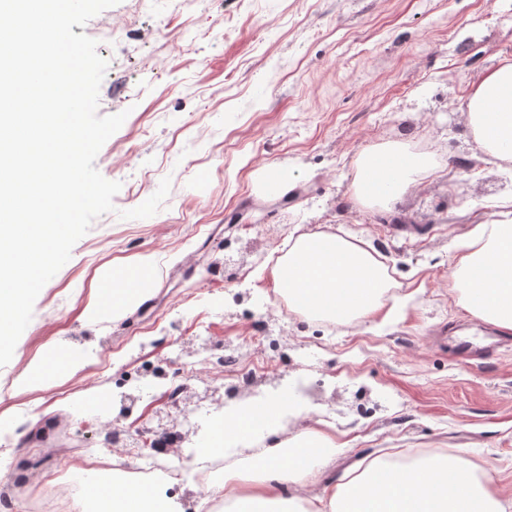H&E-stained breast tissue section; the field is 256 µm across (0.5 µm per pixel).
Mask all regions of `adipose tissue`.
Returning <instances> with one entry per match:
<instances>
[{
    "instance_id": "1",
    "label": "adipose tissue",
    "mask_w": 512,
    "mask_h": 512,
    "mask_svg": "<svg viewBox=\"0 0 512 512\" xmlns=\"http://www.w3.org/2000/svg\"><path fill=\"white\" fill-rule=\"evenodd\" d=\"M469 125L482 150L512 162V61L488 71L467 97ZM424 154L401 143L362 150L354 160L349 202L393 210L398 196L434 170ZM500 219L475 225L458 244L449 279L461 305L476 319L512 331V199ZM155 272L153 263L113 265L95 287L113 314L135 306ZM276 291L287 294L292 311L349 325L388 316L401 303L380 255L363 239L319 231L289 236L288 250L270 270ZM211 446L228 450L224 494L233 512H268L305 503L300 493L314 462L335 453L331 432L288 433L277 403L239 407L216 426ZM91 497L107 502L109 512H175L162 486L117 485L99 476ZM310 512H507L512 498L463 455L434 453L421 464L391 466L371 461L354 477L322 481Z\"/></svg>"
}]
</instances>
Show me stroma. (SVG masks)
<instances>
[{
    "label": "stroma",
    "mask_w": 512,
    "mask_h": 512,
    "mask_svg": "<svg viewBox=\"0 0 512 512\" xmlns=\"http://www.w3.org/2000/svg\"><path fill=\"white\" fill-rule=\"evenodd\" d=\"M103 29L112 37L97 48L108 61L98 113L127 118L95 166L122 187L114 212L93 222L43 287L0 368V448L11 454L0 464V512L26 471L50 475L88 460L97 432L87 388L104 390L107 417H119V383L144 365H169L200 336L264 368L232 398L223 375L195 381L168 423L190 415L207 438L223 407L283 396L300 380L305 426L333 427L344 443L315 467L317 478L413 449H462L512 493V334L482 360L439 340L451 328L484 327L450 286L452 243L512 193L511 165L447 164L478 152L466 124L471 85L512 58L505 0H156L150 10L120 0L84 32ZM399 141L428 144L442 164L400 197L402 221L390 224L380 209L352 207L345 191L360 150ZM274 170L287 176L276 193L267 189ZM166 177L171 190L156 214L119 218ZM320 229L369 241L406 306L385 324L343 327L264 306L268 263L293 232ZM148 256L158 271L146 304L113 317L97 277ZM88 309L95 321L84 319ZM256 312L277 347L250 339ZM55 340L83 354L82 368L29 384L28 367L47 363ZM122 420L157 423L142 404Z\"/></svg>",
    "instance_id": "1"
}]
</instances>
